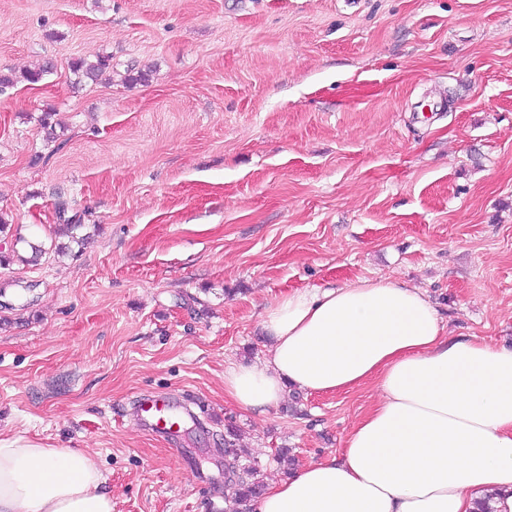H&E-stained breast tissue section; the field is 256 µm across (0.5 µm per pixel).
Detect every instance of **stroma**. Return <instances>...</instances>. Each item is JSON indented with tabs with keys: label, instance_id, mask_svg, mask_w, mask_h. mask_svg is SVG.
I'll use <instances>...</instances> for the list:
<instances>
[{
	"label": "stroma",
	"instance_id": "stroma-1",
	"mask_svg": "<svg viewBox=\"0 0 512 512\" xmlns=\"http://www.w3.org/2000/svg\"><path fill=\"white\" fill-rule=\"evenodd\" d=\"M46 61L0 93V441L97 454L113 512H224L230 422L266 483L341 452L372 387L224 397L281 294L390 276L512 347V0H0V70ZM70 69L77 76L78 82L82 79L96 80L106 72H112V61L110 56H99L96 61L88 62L85 59H75L70 64ZM50 71L51 67L47 65L38 69L27 70L19 76L12 70L9 72L0 71V92H3L6 88L14 87L20 82H27L29 84L39 83ZM179 407L167 399L143 397L136 402V412L143 424L152 432L177 442L185 416L194 414L190 409L182 407V415H178Z\"/></svg>",
	"mask_w": 512,
	"mask_h": 512
}]
</instances>
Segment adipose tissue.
Segmentation results:
<instances>
[{
    "instance_id": "1",
    "label": "adipose tissue",
    "mask_w": 512,
    "mask_h": 512,
    "mask_svg": "<svg viewBox=\"0 0 512 512\" xmlns=\"http://www.w3.org/2000/svg\"><path fill=\"white\" fill-rule=\"evenodd\" d=\"M257 364L224 371V396L264 415L291 389L378 404L340 455L271 482L254 512H512V348L453 339L419 288L388 277L306 288L267 305ZM96 456L0 444V512H113Z\"/></svg>"
}]
</instances>
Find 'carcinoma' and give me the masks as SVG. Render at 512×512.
I'll list each match as a JSON object with an SVG mask.
<instances>
[{"label": "carcinoma", "mask_w": 512, "mask_h": 512, "mask_svg": "<svg viewBox=\"0 0 512 512\" xmlns=\"http://www.w3.org/2000/svg\"><path fill=\"white\" fill-rule=\"evenodd\" d=\"M70 67L78 79L94 81L99 76L112 71V61L109 56H100L93 62L79 58L73 60ZM50 71L51 68L48 66L27 70L20 75L13 71H0V92L20 82L39 83ZM223 451L224 478L235 486L234 496L224 499V512H250L248 504L264 492V485L257 478L258 461L252 459L246 463L242 462L243 455L238 448V434L235 427L230 424L224 426Z\"/></svg>", "instance_id": "obj_1"}]
</instances>
